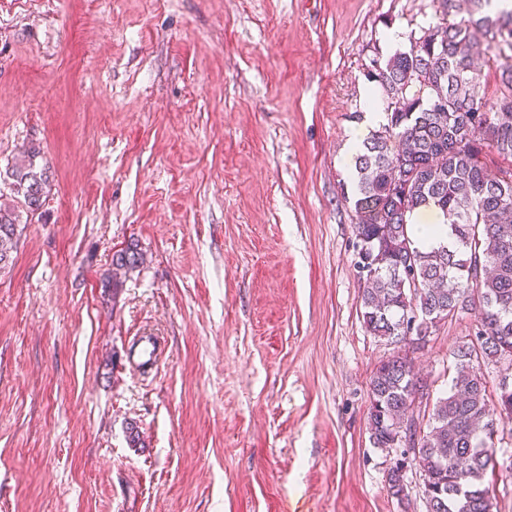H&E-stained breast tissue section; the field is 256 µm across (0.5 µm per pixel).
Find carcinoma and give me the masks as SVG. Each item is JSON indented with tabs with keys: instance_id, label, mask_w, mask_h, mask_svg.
<instances>
[{
	"instance_id": "obj_1",
	"label": "carcinoma",
	"mask_w": 512,
	"mask_h": 512,
	"mask_svg": "<svg viewBox=\"0 0 512 512\" xmlns=\"http://www.w3.org/2000/svg\"><path fill=\"white\" fill-rule=\"evenodd\" d=\"M489 3L470 0L466 15L428 30L411 51L375 62L369 77L385 92L387 123L354 158L361 317L367 332L398 345L370 379V442L402 447L409 422L418 441L407 466L426 480L427 512H493L485 477L496 468L497 408L512 410V387L499 382L494 403L480 372L482 360L512 357V67L492 99L477 95L475 65L477 32L486 48L512 50V10L492 13ZM490 151L507 166L491 172ZM36 158L28 151L11 169L16 203L0 207V270L17 250L19 213L36 214L50 191ZM426 207L450 219L451 245H416L409 220ZM142 263L134 244L112 255L117 271ZM461 313L475 319L474 341L453 351L451 387L423 424L415 402L430 398V381L399 344L420 349L430 328ZM407 479L393 460L386 489L401 503Z\"/></svg>"
}]
</instances>
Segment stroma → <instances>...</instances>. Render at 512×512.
Returning a JSON list of instances; mask_svg holds the SVG:
<instances>
[{"instance_id":"1","label":"stroma","mask_w":512,"mask_h":512,"mask_svg":"<svg viewBox=\"0 0 512 512\" xmlns=\"http://www.w3.org/2000/svg\"><path fill=\"white\" fill-rule=\"evenodd\" d=\"M439 0H0V512H426L385 488L344 160L388 30ZM142 266L108 280L127 244ZM165 339L157 372L133 336ZM470 316L412 356L447 393ZM140 434L128 440L129 427ZM37 154L35 150L27 151L11 169L16 204L2 208L0 203V271L12 261V253L17 250L20 211L27 213V217L33 216L44 207L50 191L49 167L38 170ZM129 365L136 371L152 370L162 359L163 341L150 331H143L133 338L130 347Z\"/></svg>"}]
</instances>
